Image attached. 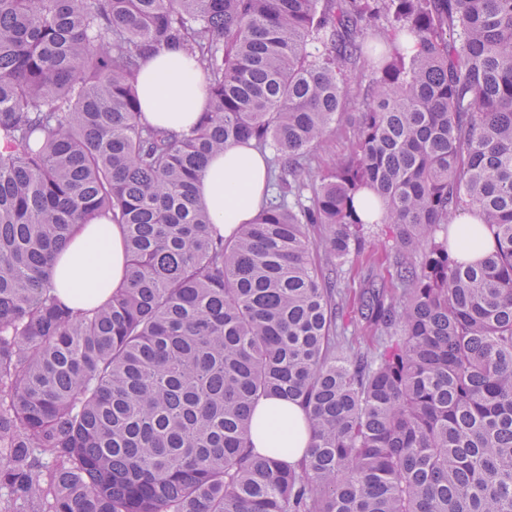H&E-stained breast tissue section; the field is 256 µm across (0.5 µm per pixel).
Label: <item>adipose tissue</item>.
<instances>
[{"label":"adipose tissue","mask_w":512,"mask_h":512,"mask_svg":"<svg viewBox=\"0 0 512 512\" xmlns=\"http://www.w3.org/2000/svg\"><path fill=\"white\" fill-rule=\"evenodd\" d=\"M138 88L144 119L173 133L188 130L208 107L201 71L179 51L148 57ZM265 190V161L258 150L242 143L212 154L196 185L211 224L227 238L257 217ZM129 265L121 225L104 218L79 225L57 255L55 293L72 309L97 308L125 284ZM250 440L259 452L285 448L295 460L308 447L311 433L299 405L273 398L257 406Z\"/></svg>","instance_id":"adipose-tissue-1"}]
</instances>
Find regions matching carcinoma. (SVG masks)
Instances as JSON below:
<instances>
[{
    "label": "carcinoma",
    "instance_id": "obj_1",
    "mask_svg": "<svg viewBox=\"0 0 512 512\" xmlns=\"http://www.w3.org/2000/svg\"><path fill=\"white\" fill-rule=\"evenodd\" d=\"M170 50L209 97L181 134L138 93ZM332 124L352 151L305 201ZM249 141L293 202L226 239L195 184ZM365 188L400 294L368 274L383 338L351 356ZM100 216L130 279L81 313L52 262ZM276 397L310 425L294 463L249 440ZM0 512H512V0H0ZM449 233L453 252L459 259L475 262L482 257L481 251L487 246L488 241L483 234L482 224L477 222L474 217L471 215L458 216L456 222L451 224ZM474 236L479 237L484 245H476L472 241ZM464 237L470 241L466 245L462 242Z\"/></svg>",
    "mask_w": 512,
    "mask_h": 512
}]
</instances>
